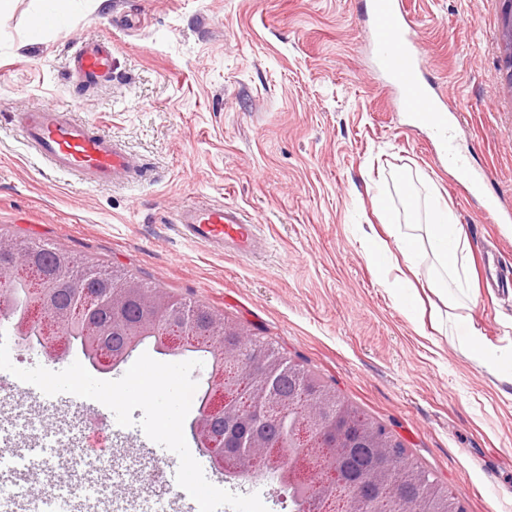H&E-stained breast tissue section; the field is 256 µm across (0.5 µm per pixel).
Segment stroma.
<instances>
[{"label":"stroma","mask_w":512,"mask_h":512,"mask_svg":"<svg viewBox=\"0 0 512 512\" xmlns=\"http://www.w3.org/2000/svg\"><path fill=\"white\" fill-rule=\"evenodd\" d=\"M35 0L0 16V236L32 239L146 287L202 303L303 364L389 427L410 459L464 508L512 512V372L479 367L454 325L512 354V236L480 201L448 187L439 145L403 112L373 63L365 0H66L32 33ZM504 0H408L427 50V77L461 113L456 136L488 190L512 208V71ZM110 39L112 77L77 82L78 40ZM74 106L136 159L132 181L91 188L54 171L16 131L20 111ZM388 200L394 233L422 234L435 201L466 240L473 286L451 306L426 286L422 251L415 317L401 312L363 252L388 239L371 199ZM234 206L261 226L267 251L220 255L191 243L174 217L198 200ZM493 252L510 288L482 278ZM0 376V463L37 493L82 483L151 512L144 485L154 443L116 426L106 462L85 467L90 428L112 413L64 396L34 400ZM290 512L277 483L227 479Z\"/></svg>","instance_id":"35a3bbf8"}]
</instances>
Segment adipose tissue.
<instances>
[{
	"label": "adipose tissue",
	"instance_id": "adipose-tissue-1",
	"mask_svg": "<svg viewBox=\"0 0 512 512\" xmlns=\"http://www.w3.org/2000/svg\"><path fill=\"white\" fill-rule=\"evenodd\" d=\"M362 243L381 285L390 291L405 314L413 313L417 297L405 273L415 270L422 249H429L435 259L433 272L427 280L428 288L444 296L449 288L463 289L469 285L465 241L450 208L434 209L423 237L406 235L396 238V256H388L383 240L377 236L364 235Z\"/></svg>",
	"mask_w": 512,
	"mask_h": 512
}]
</instances>
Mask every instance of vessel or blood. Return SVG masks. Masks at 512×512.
<instances>
[{
  "mask_svg": "<svg viewBox=\"0 0 512 512\" xmlns=\"http://www.w3.org/2000/svg\"><path fill=\"white\" fill-rule=\"evenodd\" d=\"M375 67L392 83L393 107L412 113L441 144L440 155L458 178L455 188L467 198H481L491 223L512 226V209L498 196L488 194L486 174L470 171L458 147L448 116L445 97L424 75L426 54L419 44L405 0H369ZM69 68L80 82L92 86L112 76V44L106 40L79 41ZM20 137L52 169L92 187L106 186L131 176V157L111 136L92 124L76 119L71 108L39 106L20 113ZM176 224L190 242L222 254L248 257L259 253L262 239L252 218L233 206L196 203L178 213ZM24 512H74L72 497L37 498L25 501Z\"/></svg>",
  "mask_w": 512,
  "mask_h": 512,
  "instance_id": "obj_1",
  "label": "vessel or blood"
}]
</instances>
